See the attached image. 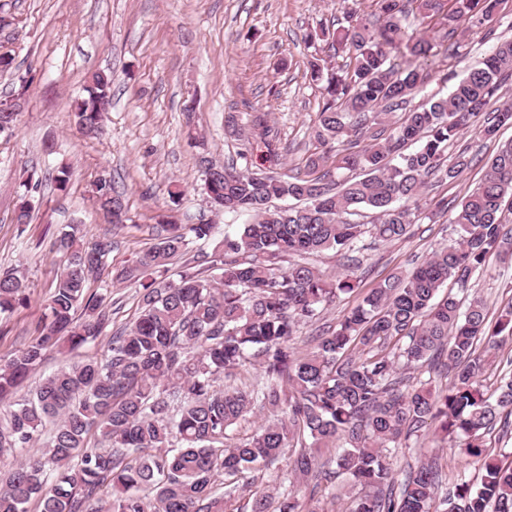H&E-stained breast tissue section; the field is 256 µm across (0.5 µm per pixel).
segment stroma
<instances>
[{"instance_id": "35a3bbf8", "label": "stroma", "mask_w": 512, "mask_h": 512, "mask_svg": "<svg viewBox=\"0 0 512 512\" xmlns=\"http://www.w3.org/2000/svg\"><path fill=\"white\" fill-rule=\"evenodd\" d=\"M368 0H0L12 24L0 30V47L13 57V72H0V100L11 98L14 71L30 72L32 84L12 134L0 136V272L25 273V305L0 320V358L35 334L42 304L62 264L54 243L67 224L84 226L87 242L110 236L115 247L104 269L86 288L110 289L112 325L138 313V286L112 280L157 241L163 224L210 222L217 236L234 234L243 217L211 211L203 190L201 157L262 169L287 178L304 174L315 151L312 137L321 86L309 78L311 56L330 59L327 43H308L307 33L347 25L350 12L369 11ZM491 42L469 34L458 57L437 52L424 63L431 75L423 97L447 96L444 73L462 77L490 51ZM112 75V97L102 135L88 138L73 121V103L88 76ZM512 140V127L496 141L470 128L448 146L449 157L466 151L470 166L457 178L431 181L417 202L419 216L407 238L365 251L358 271L362 288L397 269H409L447 246L455 227L434 214L440 198L458 203L484 177L497 142ZM71 177L66 190L53 178ZM111 179L127 201L124 227H113L99 210L95 183ZM178 186L179 202L168 190ZM31 193L30 224L18 226L14 209ZM472 286L489 317L512 304V259L491 258ZM108 335L70 353L48 352L24 382L29 393L48 375L88 357H102ZM437 460L448 480H476L478 466L460 454L454 439H410L393 457L395 471ZM251 491L279 497L297 489L310 503L312 481L293 484L287 458L270 469L245 473Z\"/></svg>"}]
</instances>
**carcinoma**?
Masks as SVG:
<instances>
[{"instance_id": "cac0c4a2", "label": "carcinoma", "mask_w": 512, "mask_h": 512, "mask_svg": "<svg viewBox=\"0 0 512 512\" xmlns=\"http://www.w3.org/2000/svg\"><path fill=\"white\" fill-rule=\"evenodd\" d=\"M373 2L381 21L359 16L332 33L309 35L330 40L348 59L339 73L310 62L311 79L322 83L313 130L322 151L309 157V173L291 180L227 166L213 173L204 191L215 213L252 222L174 274L171 261L187 253L190 239L213 240L215 225H166L136 265L113 276L139 283V314L111 336L104 357L62 369L14 401L48 350H76L110 324L107 296L87 293L86 283L103 269L114 242L86 243L81 224L67 225L56 240L62 270L38 334L0 360V402L10 403L0 417V458H17L0 479V512H28L33 500L40 512H239V475L273 464L292 443L299 445L289 463L294 479H318L331 464L361 487L348 512H512V461L504 460L512 451L484 445L492 429L512 427V369L490 394L481 381L485 354L512 342V304L492 324L471 288L490 257L512 259V230L502 219L504 205H512V141L497 147L482 182L454 207L452 243L361 293L305 354L292 346L300 327L359 289L364 237H407L416 218L410 203L427 179L451 180L470 165L463 152L445 164L449 142L471 126L486 140L512 126V103L490 108L504 75L512 74V41L498 42L447 97L412 107L428 79L418 61L433 45L407 34L404 24L411 2L427 26L446 6L448 37L464 20L490 39L504 0ZM400 47L408 65L397 72L389 54ZM111 90V74L89 75L73 112L83 134L102 130ZM402 107L404 121L387 130L391 110ZM352 135L370 143L317 174L325 153ZM95 194L105 211L123 200L107 180L95 184ZM363 210L376 222L350 220ZM330 249L347 259L334 279L303 261ZM287 255L302 260L280 266ZM24 291L20 271L0 274V316L13 312ZM252 361L262 365V379L242 388L218 385ZM423 365L445 368L448 386L403 377ZM257 407L280 408L284 417L224 445L227 432ZM433 425L461 439L460 453L481 471L478 483L447 484L429 462L396 479L390 455ZM44 435L46 446L35 448ZM339 441L342 451L322 460V449ZM250 512L318 510L289 492L277 501L253 494Z\"/></svg>"}]
</instances>
